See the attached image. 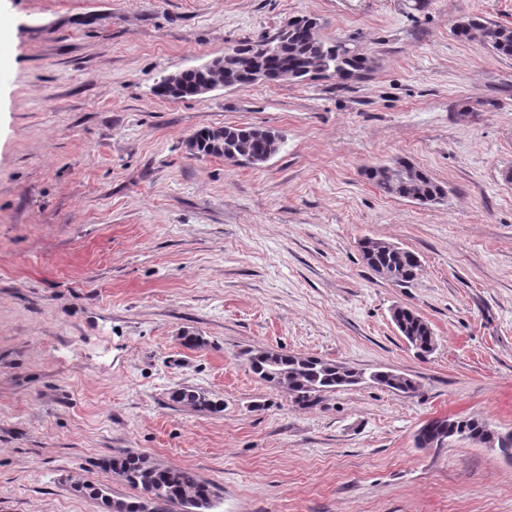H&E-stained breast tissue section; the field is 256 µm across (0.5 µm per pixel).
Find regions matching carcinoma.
<instances>
[{"label": "carcinoma", "instance_id": "cac0c4a2", "mask_svg": "<svg viewBox=\"0 0 512 512\" xmlns=\"http://www.w3.org/2000/svg\"><path fill=\"white\" fill-rule=\"evenodd\" d=\"M474 32L481 33L483 42L495 55L512 58V28L484 23L474 17L462 18L454 27L456 37L462 40L469 39ZM315 60L329 62L328 77L338 82L353 79L367 68V58L346 42L323 38L315 18L297 16L288 19L266 40L245 41L225 49L224 71L226 77L242 88L254 85L250 71L253 66L262 71L265 83L284 79L301 83L308 80V66ZM209 78L210 73L203 69L180 71L171 87L158 92V96L194 98L198 87ZM194 135L202 154L228 159L235 154L250 165L260 164L262 156L279 148V138L274 132L254 126L203 128ZM363 175L384 193L420 204L438 202L444 195L440 182L405 159L369 166ZM359 250L373 272L400 286L412 282L420 267V260L413 252L383 240L365 239ZM394 324L418 356L425 358L436 350L433 329L414 308L396 307ZM245 356L253 374L272 386L285 389L293 402L301 406H312L321 394L357 385L363 379V373L354 367L346 371L336 363L314 357L259 349H250ZM372 382L403 394L415 389L412 379L389 371L373 373ZM171 398L198 411L216 413L221 409L220 403L190 387L175 389ZM459 435L472 444L491 448L512 459V436L472 416L433 418L417 430L414 441L418 448L438 447ZM103 466L141 492L132 500H113L102 487H84L88 495L102 500L109 512H152V505L160 503L176 506L181 512H206L212 507L211 487L188 468L155 464L128 450H120L105 459Z\"/></svg>", "mask_w": 512, "mask_h": 512}]
</instances>
